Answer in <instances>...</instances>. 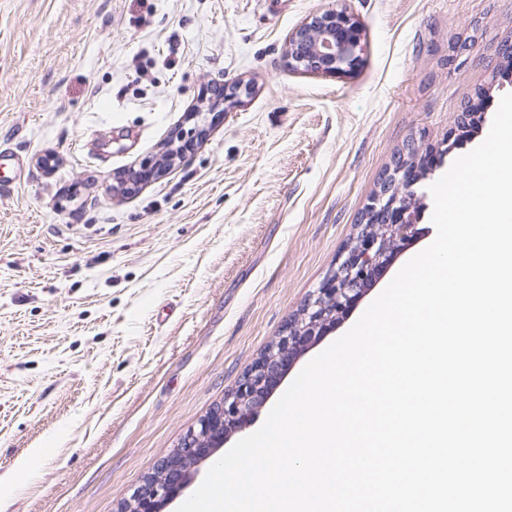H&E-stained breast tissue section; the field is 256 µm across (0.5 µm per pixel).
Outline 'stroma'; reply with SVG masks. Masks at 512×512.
<instances>
[{
	"label": "stroma",
	"mask_w": 512,
	"mask_h": 512,
	"mask_svg": "<svg viewBox=\"0 0 512 512\" xmlns=\"http://www.w3.org/2000/svg\"><path fill=\"white\" fill-rule=\"evenodd\" d=\"M341 6L359 66L289 67L291 34ZM507 41L512 0H0V512H117L332 274L404 146L440 176L484 141ZM429 186L416 238L282 387L435 237ZM205 129L200 126H195L190 129V131L186 132V136L188 139L185 141L184 145L180 147L175 153L171 152L163 156L159 160H155L150 166H145L141 170L136 172V176L130 180L125 182L124 190L125 192H129L132 190V187H127L128 184L136 185L142 181H149L153 179L155 176H160L166 168L171 164L175 159L183 158L184 150L187 147L191 146L193 139L197 141L204 135Z\"/></svg>",
	"instance_id": "1"
}]
</instances>
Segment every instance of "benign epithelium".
<instances>
[{
    "label": "benign epithelium",
    "mask_w": 512,
    "mask_h": 512,
    "mask_svg": "<svg viewBox=\"0 0 512 512\" xmlns=\"http://www.w3.org/2000/svg\"><path fill=\"white\" fill-rule=\"evenodd\" d=\"M361 43L358 21L345 9L328 8L311 17L291 38L288 64L293 68L325 75L351 71L359 60ZM204 135L195 126L186 132L179 150L163 156L136 172V185L161 175L184 150ZM425 175L404 161H397L382 179L379 193L367 207L360 232L343 253L336 270L304 305L299 322H290L278 340L253 364L235 391L190 430L177 451L125 500L122 512H162L190 484L192 470L222 447L228 434L248 425L296 356L336 323L362 295L363 288L379 276L392 254L417 234L416 218L410 211L414 187Z\"/></svg>",
    "instance_id": "benign-epithelium-1"
}]
</instances>
